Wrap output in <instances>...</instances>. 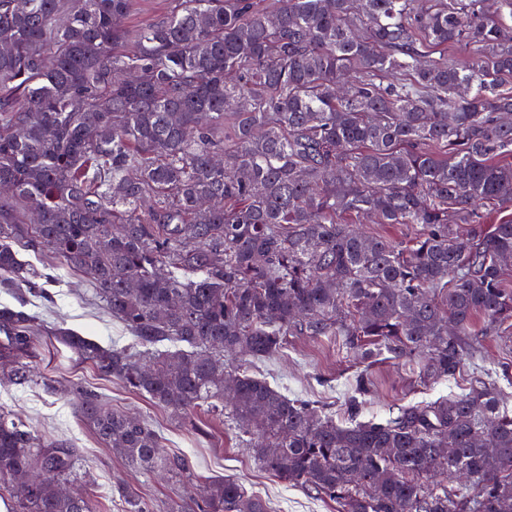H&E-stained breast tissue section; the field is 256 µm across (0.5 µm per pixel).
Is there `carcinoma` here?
I'll list each match as a JSON object with an SVG mask.
<instances>
[{"mask_svg":"<svg viewBox=\"0 0 512 512\" xmlns=\"http://www.w3.org/2000/svg\"><path fill=\"white\" fill-rule=\"evenodd\" d=\"M275 2L168 0L131 29L132 0H0V285L44 293L21 247L90 272L132 343L48 330L72 357L175 413L230 418L337 512H512V408L486 381L365 421L361 378L338 422L230 367L293 334L344 336L429 383L512 322V218L478 212L512 208V0ZM454 44L477 54L433 58ZM369 217L416 236L365 235ZM25 305H0L16 386L35 381ZM76 408L130 466L199 490L153 426L97 394ZM78 470L67 441L0 409V487L34 477L12 512H95L66 491ZM201 490L200 512H268L233 479Z\"/></svg>","mask_w":512,"mask_h":512,"instance_id":"carcinoma-1","label":"carcinoma"}]
</instances>
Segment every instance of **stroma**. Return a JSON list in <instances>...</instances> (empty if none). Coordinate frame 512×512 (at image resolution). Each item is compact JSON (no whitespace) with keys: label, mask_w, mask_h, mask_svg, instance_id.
<instances>
[{"label":"stroma","mask_w":512,"mask_h":512,"mask_svg":"<svg viewBox=\"0 0 512 512\" xmlns=\"http://www.w3.org/2000/svg\"><path fill=\"white\" fill-rule=\"evenodd\" d=\"M22 260L47 270L54 280L45 284L44 297L32 303L42 318L35 330L39 338L33 366L41 383L26 388L12 385L0 374V408L17 413L43 439H64L80 455L81 485L92 489L98 512H123L119 487L136 490L152 512H198L179 483L128 467L98 438L93 428L75 412L78 391L102 395L114 409L129 413L159 431L171 451L191 457L198 479L206 483L231 478L247 493L260 496L269 512H336L329 499L292 486L265 470L242 442L234 425L200 410L185 417L153 403L148 396L107 377L88 364L71 359L66 348L47 328L63 326L102 345L119 347L131 338L105 303L93 293L87 275L73 271L47 252L23 250ZM249 373L267 379L291 398L312 402L335 419H342L345 399L359 374L372 383L365 398V416L387 417L397 408L426 402L448 393H461L473 377H491L512 398V325L503 324L481 337L472 357L455 378L434 386L420 383L401 362L382 359L363 363L343 339L318 341L306 336L287 337L282 352L272 360H243Z\"/></svg>","instance_id":"obj_1"}]
</instances>
